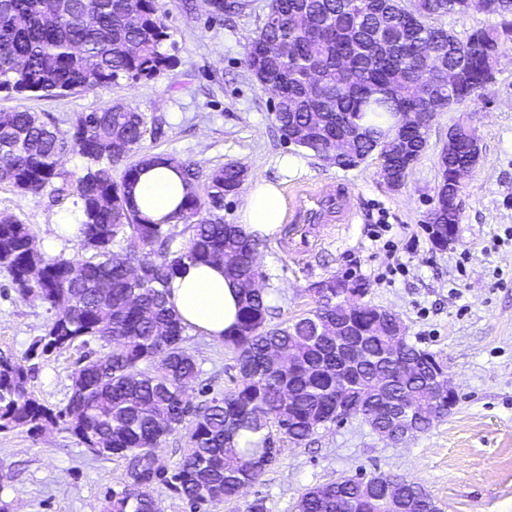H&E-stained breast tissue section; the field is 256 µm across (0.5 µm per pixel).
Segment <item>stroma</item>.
<instances>
[{
  "label": "stroma",
  "instance_id": "obj_1",
  "mask_svg": "<svg viewBox=\"0 0 512 512\" xmlns=\"http://www.w3.org/2000/svg\"><path fill=\"white\" fill-rule=\"evenodd\" d=\"M158 7L176 63L155 80L121 79L59 99L0 93V112H43L65 129L77 114L121 100L163 121L162 135L145 139L147 153L205 167L237 164L251 179H278L275 159L301 156L306 168L285 190L343 182L354 218L340 228L321 227L304 249L288 223L262 239L257 259L273 322L305 314L315 305L314 283L347 274L368 283L364 303L399 315L409 342L447 362L457 383L458 402L448 416L407 442L384 443L352 416L301 446H284L277 463L247 488V499L265 498L269 512H297L310 487L384 471L420 482L443 512H512V47L499 58L495 83L437 115L426 151L392 190L376 157L340 168L281 137L271 96L246 65L247 43L269 0H245L243 10L220 17L205 0H158ZM461 118L476 129L481 152L462 180L458 239L438 251L425 225L436 201L441 148ZM0 214L30 224L36 246L49 255L83 254L79 242H54L66 211L50 195L24 196L2 185ZM53 316L47 304L18 296L0 271V350L30 355ZM186 346L200 369L188 390L193 404L231 387L237 371L230 350L195 332ZM81 352L76 343L36 358L30 389L39 402L55 410L66 405ZM124 480L121 460L95 458L62 425L0 433V499L12 512H99Z\"/></svg>",
  "mask_w": 512,
  "mask_h": 512
}]
</instances>
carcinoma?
<instances>
[{
	"label": "carcinoma",
	"mask_w": 512,
	"mask_h": 512,
	"mask_svg": "<svg viewBox=\"0 0 512 512\" xmlns=\"http://www.w3.org/2000/svg\"><path fill=\"white\" fill-rule=\"evenodd\" d=\"M271 0L262 26L247 49V66L262 88L277 94L274 119L283 136L309 130L315 113L307 77L322 72L325 112L309 130L304 147L316 154L336 147V134L361 130L351 167L375 154L382 173L406 178L425 152L428 130L411 128L399 151L391 146L399 114L413 110L411 82L421 64L439 80V93L458 105L483 86L502 48L512 43V0H500L499 22L478 27L459 48L480 47L466 56H448V29L434 17L465 15L469 0ZM170 39L157 0H0V92L37 93L46 99L90 91L124 78L151 80L172 67L162 50ZM464 75L448 94V67ZM162 134V121L148 129L144 115L121 101L71 119L60 129L28 109L0 112V183L22 194L50 191L55 202L74 198L81 214V246L87 257L67 259L34 248L29 225L14 216L0 218V269L22 298L49 305L55 317L39 340L42 354L83 345H110L102 355L89 352L70 375L66 407L54 412L29 391L33 368L0 351V432L40 431L63 420L67 431L95 457L124 461L126 478L100 512H158L153 495L166 485L193 508L222 504L230 512H268L264 499L241 501V491L257 482L277 461L275 440L303 444L315 420L336 421V343L316 337L318 321L341 317L336 281L362 293L360 279L332 276L315 284L316 306L285 323L271 324L264 289H240L237 324L224 335L235 355L234 387L202 406L186 408L188 388L200 370L185 346L187 327L167 306L166 287L190 262H221L225 276L240 284L260 281L254 264L259 241L224 223V199L239 192L246 170L234 164L205 169L193 160L177 161L190 191L177 223L188 235L173 246L168 224L141 216L131 203L146 156V133ZM83 159L78 173L60 169L61 158ZM472 153L464 134L452 150H441L439 201L426 230L433 247L448 248L458 223L459 187L454 172ZM126 242L116 250L117 239ZM155 251V258L144 251ZM349 335L370 352L351 373L355 390L367 397L378 379H391L395 394L426 399L425 379L434 374L435 354L406 342L405 355L421 371L393 373L382 355L392 344L390 324L365 305L350 315ZM274 350L291 351V370L271 359ZM184 433L186 448L174 473L157 463L167 438ZM389 476L340 477L306 489L301 512H440L419 482L402 478L399 497L385 495Z\"/></svg>",
	"instance_id": "obj_1"
}]
</instances>
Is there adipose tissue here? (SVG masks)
<instances>
[{
  "label": "adipose tissue",
  "instance_id": "adipose-tissue-1",
  "mask_svg": "<svg viewBox=\"0 0 512 512\" xmlns=\"http://www.w3.org/2000/svg\"><path fill=\"white\" fill-rule=\"evenodd\" d=\"M300 158L278 159L282 176L296 174ZM280 180L258 179L250 183L237 214V222L249 234L270 236L284 224L287 202ZM189 188L178 166L165 158L144 166L133 189L132 202L150 221L171 224ZM240 288L224 274L220 263L187 264L169 285V300L183 324L209 338L223 340L237 323Z\"/></svg>",
  "mask_w": 512,
  "mask_h": 512
}]
</instances>
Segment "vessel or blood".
<instances>
[{"label":"vessel or blood","instance_id":"vessel-or-blood-1","mask_svg":"<svg viewBox=\"0 0 512 512\" xmlns=\"http://www.w3.org/2000/svg\"><path fill=\"white\" fill-rule=\"evenodd\" d=\"M292 221L300 236H307L311 226L317 224L349 223L352 211L348 205V191L344 185L298 186L292 196Z\"/></svg>","mask_w":512,"mask_h":512}]
</instances>
